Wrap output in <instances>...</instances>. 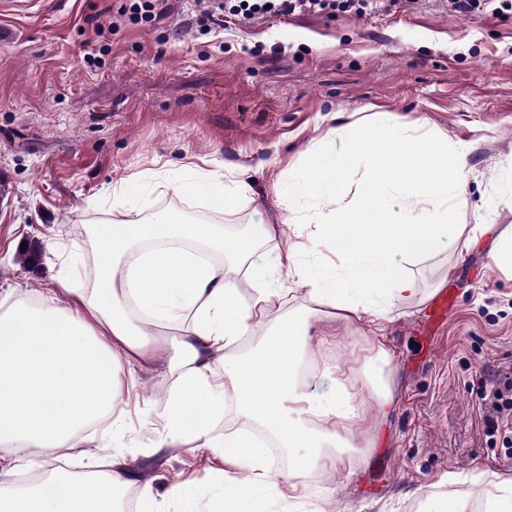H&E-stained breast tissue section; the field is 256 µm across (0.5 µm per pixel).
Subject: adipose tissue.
<instances>
[{
    "mask_svg": "<svg viewBox=\"0 0 512 512\" xmlns=\"http://www.w3.org/2000/svg\"><path fill=\"white\" fill-rule=\"evenodd\" d=\"M449 161L447 139L424 138L387 120L351 123L343 150L312 165L296 186L332 206L326 236L353 241L338 267L302 263L292 248L281 256L279 270H271L253 259L257 244L272 238L271 225H257L248 238L231 242L215 224L187 222L171 211L143 216L130 187L113 188L109 218L92 233L93 288L75 294L62 287L35 304L0 300V447L25 448L37 460L81 447L96 425L120 438L126 427L117 410L122 371L153 362L157 327L167 324L179 330L169 355L179 381L163 414L162 445L218 449L236 472L222 479L217 503H247L250 512H262L269 493L306 477L311 450L335 447L329 421L353 412L346 393L318 401L301 380L303 331L282 312L289 284L354 316L379 317L418 297V280L406 262L437 256L462 234L448 200L459 196L464 173L449 169ZM359 166L365 175L357 202L342 206L343 186ZM179 188L222 213L249 190L221 170L199 167ZM399 188L413 208L406 223L394 224L385 201ZM206 250L224 252L225 261L203 258ZM243 281L252 289L247 304ZM259 328V343L230 355ZM228 397L281 447L300 449L291 468L267 463L263 449L241 432L212 435ZM10 477L0 469V512H118L120 491L129 483L117 453L111 470L91 478L55 475L63 486L59 494L40 484L12 487Z\"/></svg>",
    "mask_w": 512,
    "mask_h": 512,
    "instance_id": "adipose-tissue-1",
    "label": "adipose tissue"
}]
</instances>
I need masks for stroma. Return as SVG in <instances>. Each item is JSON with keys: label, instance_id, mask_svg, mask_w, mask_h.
<instances>
[{"label": "stroma", "instance_id": "35a3bbf8", "mask_svg": "<svg viewBox=\"0 0 512 512\" xmlns=\"http://www.w3.org/2000/svg\"><path fill=\"white\" fill-rule=\"evenodd\" d=\"M199 0H175L160 23L133 26L119 0H0V299L17 283L39 302L56 275L71 288L94 277L92 224L108 217L114 186L140 181L148 211L171 210L220 224L228 239L244 226L272 224L278 238L258 246L276 268L306 223L302 260L335 261L320 226L329 208L282 197L321 156L337 154L354 117L386 119L417 134H444L465 153L466 192L457 221L467 228L512 226V0L465 16L448 0H412L397 12L364 16L262 18L203 31ZM111 28L97 37L96 25ZM94 47L96 64L83 60ZM209 161L244 180L248 192L228 213L177 193L192 164ZM42 245L39 265L18 261L22 242ZM491 236L450 247L412 265L423 294L383 318H345L319 307L301 343L319 361L318 397L345 387L363 421L339 420L346 447L323 449L316 479L299 484L288 512H479L485 491L508 496L512 447L486 436L490 410L479 381L512 369V275L491 258ZM456 291V305L433 330L424 321L434 296ZM177 332L158 330V354L135 368L137 388L123 403L119 439L94 430L93 458L79 452L37 460L109 469L120 450L129 492L162 491L161 512H183L168 488L192 482L203 512L222 478L215 449L157 447L173 388L168 353ZM390 381L386 406L371 402L373 379Z\"/></svg>", "mask_w": 512, "mask_h": 512}]
</instances>
